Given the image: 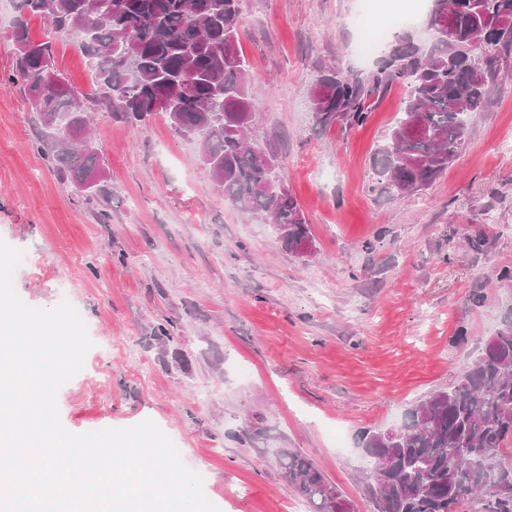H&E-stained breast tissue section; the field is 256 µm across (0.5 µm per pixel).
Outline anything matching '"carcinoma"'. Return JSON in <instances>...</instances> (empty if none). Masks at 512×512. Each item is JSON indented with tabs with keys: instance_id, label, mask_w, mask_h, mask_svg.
I'll return each instance as SVG.
<instances>
[{
	"instance_id": "cac0c4a2",
	"label": "carcinoma",
	"mask_w": 512,
	"mask_h": 512,
	"mask_svg": "<svg viewBox=\"0 0 512 512\" xmlns=\"http://www.w3.org/2000/svg\"><path fill=\"white\" fill-rule=\"evenodd\" d=\"M17 8L16 74L44 129L39 145L76 188L101 191L85 96L56 69L51 41L43 42L41 55L29 51L32 17L46 19L54 34L79 39L99 109L135 129L157 114V100L168 98L171 107L163 116L175 134L198 141L199 159L224 201L281 225L290 251L308 242L301 207L291 192L279 189L276 158L252 136L256 104L238 49L240 0H17ZM476 39L512 45V0H461L453 36H439L427 47L393 36L364 81L328 68L310 95L315 124L361 126L368 99L403 85L406 97L373 169L401 195L428 186L464 144L467 114L503 90L490 73V59L458 51ZM415 117L425 132L408 137ZM171 328L168 322L154 325L151 339L168 345ZM399 429L402 438L394 445L375 430L360 437L382 512H455L471 500L482 502L481 512H512V471L498 462L475 469L466 458L468 449H485L496 459L512 439V321L486 339L452 387L412 407ZM277 464L310 512L349 506L314 462L283 448Z\"/></svg>"
}]
</instances>
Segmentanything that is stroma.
I'll list each match as a JSON object with an SVG mask.
<instances>
[{"label": "stroma", "instance_id": "obj_1", "mask_svg": "<svg viewBox=\"0 0 512 512\" xmlns=\"http://www.w3.org/2000/svg\"><path fill=\"white\" fill-rule=\"evenodd\" d=\"M239 49L257 105L255 134L307 221L295 253L264 221L219 199L195 141L162 116L139 128L94 111L103 191L67 182L38 148L0 0V238L22 249L14 274L35 308L68 300L94 343L57 394L73 433L153 420L203 477L220 512H308L276 456L313 461L353 512H375L360 431L386 429L458 371L512 317V82L468 119L457 157L400 196L372 173L405 90L369 99L360 126L314 125L323 70L364 79L358 46L397 17L420 42L431 0H240ZM51 40L58 70L95 90L78 40ZM170 321L176 341L151 338ZM347 451H336L337 441Z\"/></svg>", "mask_w": 512, "mask_h": 512}]
</instances>
